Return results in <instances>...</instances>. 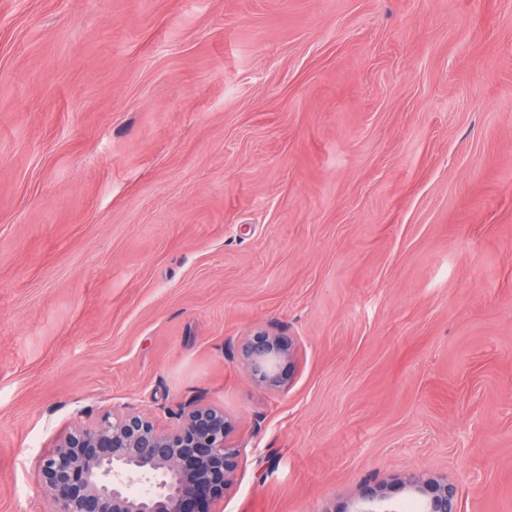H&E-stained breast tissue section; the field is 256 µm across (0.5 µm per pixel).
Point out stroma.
I'll use <instances>...</instances> for the list:
<instances>
[{
    "label": "stroma",
    "mask_w": 512,
    "mask_h": 512,
    "mask_svg": "<svg viewBox=\"0 0 512 512\" xmlns=\"http://www.w3.org/2000/svg\"><path fill=\"white\" fill-rule=\"evenodd\" d=\"M190 405L224 512H512V0H0V512ZM244 360L253 377L268 388H281L291 380V365L296 351L293 344L278 334L256 332L243 350ZM288 365V372L285 370ZM416 490L424 498L425 512H460L458 490L455 486L438 481H427ZM391 496L382 489H370L361 499L358 507L351 512H396Z\"/></svg>",
    "instance_id": "obj_1"
}]
</instances>
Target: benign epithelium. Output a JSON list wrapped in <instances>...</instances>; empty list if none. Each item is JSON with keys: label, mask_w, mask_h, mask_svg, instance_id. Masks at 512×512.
Masks as SVG:
<instances>
[{"label": "benign epithelium", "mask_w": 512, "mask_h": 512, "mask_svg": "<svg viewBox=\"0 0 512 512\" xmlns=\"http://www.w3.org/2000/svg\"><path fill=\"white\" fill-rule=\"evenodd\" d=\"M253 377L268 388L291 380L296 351L286 338L256 332L243 350ZM224 412L194 407L172 431L140 412L104 415L77 427L40 469L54 512H218L237 470ZM425 512H460L458 490L438 481L417 487ZM352 512H396L391 496L371 489Z\"/></svg>", "instance_id": "1"}]
</instances>
